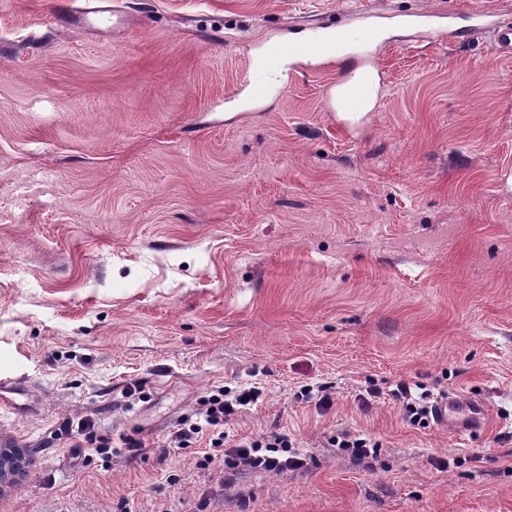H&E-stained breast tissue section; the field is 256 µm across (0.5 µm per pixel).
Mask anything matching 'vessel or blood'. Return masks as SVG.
<instances>
[{
    "mask_svg": "<svg viewBox=\"0 0 512 512\" xmlns=\"http://www.w3.org/2000/svg\"><path fill=\"white\" fill-rule=\"evenodd\" d=\"M111 18L95 6H86L79 10L67 11L63 19L67 26L109 25ZM408 28L416 40L433 42L437 37L446 36L456 41L486 34L491 38L492 52L498 57L512 56V20L500 17L493 9L475 10L463 13L435 11L416 15L409 19ZM354 35L350 26L336 24L326 26L313 24L312 32L303 43L291 42L282 49V58L295 61L300 55L331 58L335 49L349 44ZM360 51L354 56L355 67L345 81L339 95V108L344 112L359 111L361 105L370 98L373 86L368 81L376 64L374 47L379 41L378 30L374 25H366L358 35ZM27 380L21 375H12L0 379V410L10 413L21 411L18 400L23 394ZM435 414L441 426L449 433L468 435L483 429L488 421L486 404L480 400L465 399L456 395H446L437 399Z\"/></svg>",
    "mask_w": 512,
    "mask_h": 512,
    "instance_id": "1",
    "label": "vessel or blood"
}]
</instances>
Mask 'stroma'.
<instances>
[{"label":"stroma","instance_id":"35a3bbf8","mask_svg":"<svg viewBox=\"0 0 512 512\" xmlns=\"http://www.w3.org/2000/svg\"><path fill=\"white\" fill-rule=\"evenodd\" d=\"M0 0V373L30 459L0 512H512V58L391 31L361 123L336 65L257 66L300 17L512 0ZM484 401L487 426L411 425L396 381ZM259 387L230 440L287 433L282 473L203 470L168 438L200 397ZM326 384L329 402L302 397ZM140 438L102 456L61 434ZM376 448L353 458L342 434ZM121 16L117 13H112V18L105 14V11L99 10L98 7L89 6L83 7L78 11L67 10L65 17L62 19L64 26H108L112 21V25L120 21ZM27 380L24 375L5 376L0 379V410L1 412L12 413L15 411L19 413L22 409V404L19 402L15 395H22Z\"/></svg>","mask_w":512,"mask_h":512}]
</instances>
